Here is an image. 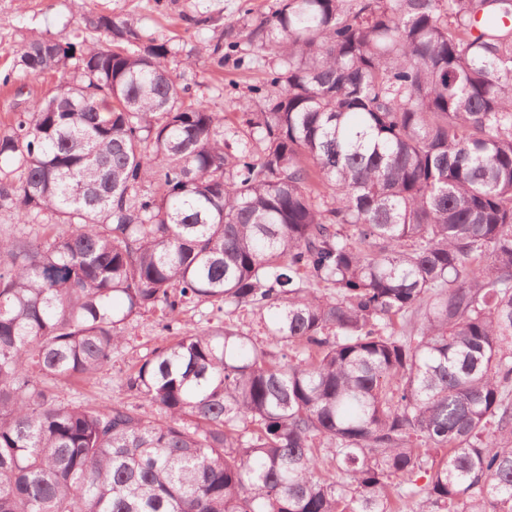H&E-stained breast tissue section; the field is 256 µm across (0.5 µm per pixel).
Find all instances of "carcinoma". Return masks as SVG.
Listing matches in <instances>:
<instances>
[{"label": "carcinoma", "instance_id": "obj_1", "mask_svg": "<svg viewBox=\"0 0 512 512\" xmlns=\"http://www.w3.org/2000/svg\"><path fill=\"white\" fill-rule=\"evenodd\" d=\"M245 47H240V44ZM237 127L110 13L16 51L60 74L0 132V512H512V0H278ZM68 108L49 110L50 101ZM180 327L61 404L133 318ZM11 212L0 209V237H27L31 240L51 243L64 226H50L43 221L41 224H16ZM218 317L221 320L234 321L238 325H241L245 330H250L253 335L262 337V329L256 317L250 310L237 309L232 313H227V309H223L221 313H217L215 309H212L211 305H199L195 308H188L181 315V319L188 322L197 323L199 326L207 327L214 325L217 322ZM210 321V323H208ZM159 313H145L134 317L133 329H128L126 341L112 354V367H106L94 377L78 382L60 383L55 387L58 400L64 404L70 402H85L93 405L122 401L132 404H143L148 414H154L155 409L147 403L135 399L131 393L119 384L121 373L134 369L140 360L153 349L172 341L177 332L176 326L170 332L160 331L157 325Z\"/></svg>", "mask_w": 512, "mask_h": 512}]
</instances>
